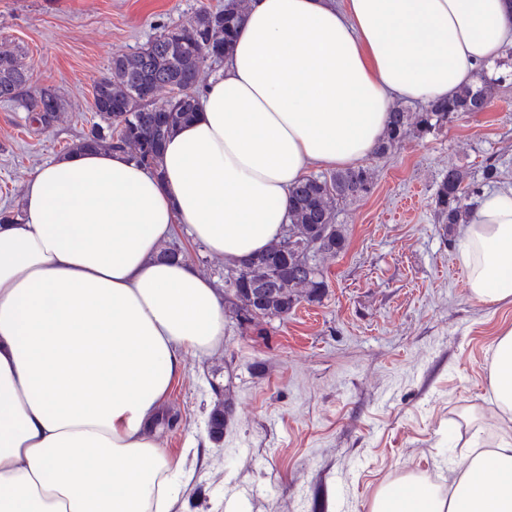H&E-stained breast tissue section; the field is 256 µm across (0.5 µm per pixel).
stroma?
I'll return each mask as SVG.
<instances>
[{
    "mask_svg": "<svg viewBox=\"0 0 512 512\" xmlns=\"http://www.w3.org/2000/svg\"><path fill=\"white\" fill-rule=\"evenodd\" d=\"M223 2L0 0V50L21 56L31 91L55 89L63 103L45 126L0 102V210H20L36 169L97 122L93 85L113 56ZM490 163L499 187L511 186L512 77L486 111L364 161L374 186L336 216L347 246L322 261L321 301L267 323L225 318L220 350L184 354L160 408L178 421L152 430L185 473L174 512H366L409 472L447 486L470 436L465 415L499 433L485 378L512 301L470 296L467 227L443 234L434 203L449 167L478 179ZM218 387L232 411L216 442L208 420Z\"/></svg>",
    "mask_w": 512,
    "mask_h": 512,
    "instance_id": "35a3bbf8",
    "label": "stroma"
}]
</instances>
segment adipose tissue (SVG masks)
<instances>
[{"label": "adipose tissue", "mask_w": 512, "mask_h": 512, "mask_svg": "<svg viewBox=\"0 0 512 512\" xmlns=\"http://www.w3.org/2000/svg\"><path fill=\"white\" fill-rule=\"evenodd\" d=\"M511 48L512 0H248L160 174L98 149L38 168L0 224V512H171L179 466L151 425L184 353L223 344L224 305L161 244L182 228L245 261L312 165L357 166L394 101L445 100ZM462 257L473 299L512 297V188L473 200ZM487 390L512 421V328ZM452 468L451 493L407 474L368 512H512V433L475 426Z\"/></svg>", "instance_id": "adipose-tissue-1"}]
</instances>
